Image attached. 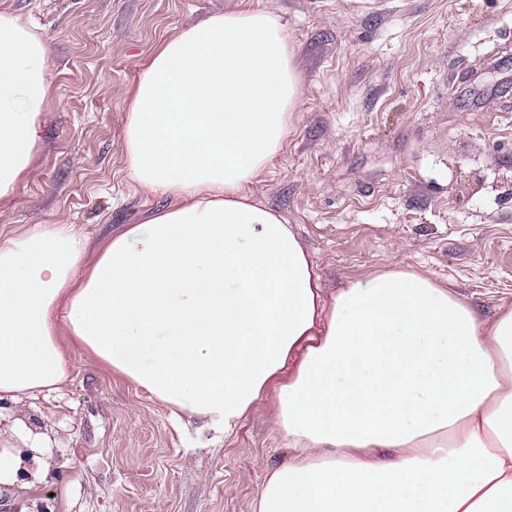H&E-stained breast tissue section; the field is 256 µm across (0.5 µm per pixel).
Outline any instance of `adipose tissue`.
<instances>
[{"mask_svg":"<svg viewBox=\"0 0 512 512\" xmlns=\"http://www.w3.org/2000/svg\"><path fill=\"white\" fill-rule=\"evenodd\" d=\"M276 13L211 16L142 68L124 149L172 205L109 235L85 274L71 225L0 242V401L57 391L71 338L169 408L233 434L266 394L288 460L254 512H512V304L374 269L324 292L255 186L304 103ZM36 28L0 11V199L28 175L53 96ZM0 450V485L47 484L48 434ZM25 482H18L19 472Z\"/></svg>","mask_w":512,"mask_h":512,"instance_id":"ef3b65f1","label":"adipose tissue"}]
</instances>
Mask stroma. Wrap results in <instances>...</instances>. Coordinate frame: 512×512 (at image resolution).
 <instances>
[{
    "instance_id": "stroma-1",
    "label": "stroma",
    "mask_w": 512,
    "mask_h": 512,
    "mask_svg": "<svg viewBox=\"0 0 512 512\" xmlns=\"http://www.w3.org/2000/svg\"><path fill=\"white\" fill-rule=\"evenodd\" d=\"M36 23L55 93L36 156L0 200V241L69 224L98 242L171 204L129 178L123 132L147 58L183 27L262 8L305 90L256 191L326 290L376 268L449 279L484 315L512 303V0H0ZM60 397L14 415L53 442L49 512H253L285 463L264 399L195 448L168 411L71 343Z\"/></svg>"
}]
</instances>
